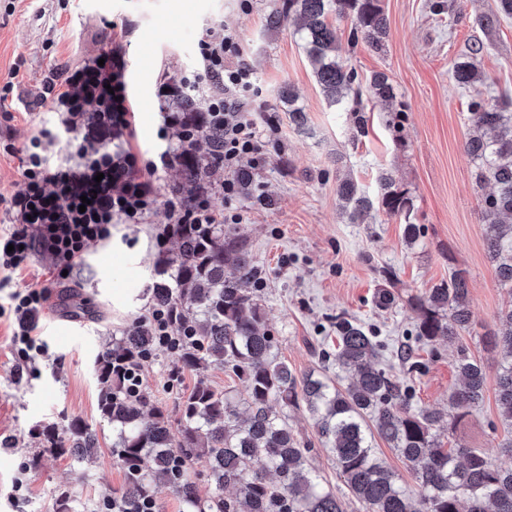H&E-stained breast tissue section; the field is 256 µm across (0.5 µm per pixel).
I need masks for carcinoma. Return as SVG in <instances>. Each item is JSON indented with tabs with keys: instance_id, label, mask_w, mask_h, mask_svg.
Wrapping results in <instances>:
<instances>
[{
	"instance_id": "1",
	"label": "carcinoma",
	"mask_w": 512,
	"mask_h": 512,
	"mask_svg": "<svg viewBox=\"0 0 512 512\" xmlns=\"http://www.w3.org/2000/svg\"><path fill=\"white\" fill-rule=\"evenodd\" d=\"M355 19L351 40L379 50L387 20L379 0H280L267 17L279 28L291 21L305 43L318 85L331 105L358 92L357 73L341 59L335 23ZM458 85L484 82L471 62L453 66ZM374 98L395 97L388 78L379 73L370 85ZM468 121L474 134L464 152L474 167L477 187L492 186L480 207L484 240L495 265L498 285L512 291V112L471 98ZM221 135L204 133L209 152L195 151L178 160L182 181L173 191L187 198L213 190ZM337 194L353 224H363L376 209L405 221V237L415 242L419 226L411 222L413 201L395 187L389 174L380 179L372 200L351 178L338 181ZM170 233L178 251L159 260L153 283L154 306L176 312L177 326L187 332L179 344L180 368L221 366L247 384L246 417L235 396L200 381L180 397V439H174L166 415L150 406L144 393L123 387L114 367L137 368L157 337L141 324L110 346L95 361L98 410L112 423V454L124 472L117 501L124 512H138L155 488L168 486L186 512H345L343 502L323 485L306 460V449L286 416L272 403L302 408L316 434L329 447L350 494L362 512H512V468H502L470 448H445L434 430L443 422L456 425L483 401L485 364L461 351L456 364L460 386L449 396L448 413L416 408L407 381L378 363L382 344L356 320L336 316V368L348 374L343 386L321 373L297 375L272 355L274 337L263 324L257 285L261 271L246 242L224 224H174ZM387 286L376 305L395 302V270H382ZM470 291L466 271L452 269L442 280L412 299L418 314L415 341L432 345L452 340L470 329ZM506 327L487 344L498 349L496 406L500 420L512 428V304L501 311ZM51 446L77 460L93 455L95 431L79 419L71 421L62 440L51 427L42 430ZM403 458L418 486L413 497L401 478L375 453V438ZM207 459L213 486L207 499L198 497L189 471L197 457ZM232 488L235 495L226 496Z\"/></svg>"
}]
</instances>
